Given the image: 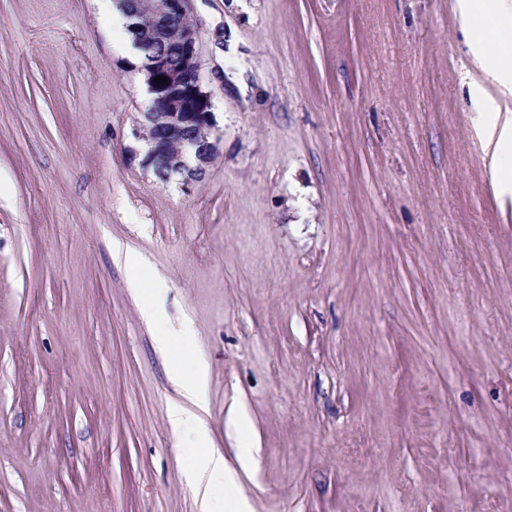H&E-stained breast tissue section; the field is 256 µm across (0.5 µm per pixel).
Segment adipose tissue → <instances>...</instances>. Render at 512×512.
Here are the masks:
<instances>
[{
	"label": "adipose tissue",
	"mask_w": 512,
	"mask_h": 512,
	"mask_svg": "<svg viewBox=\"0 0 512 512\" xmlns=\"http://www.w3.org/2000/svg\"><path fill=\"white\" fill-rule=\"evenodd\" d=\"M466 22L473 27V54L485 72L500 86L502 96L512 97V0H459ZM482 134L492 145L493 170L501 177L512 176V114L491 108ZM174 375L183 391L185 404L175 405L169 421L173 428L190 426L203 405L206 370L194 367Z\"/></svg>",
	"instance_id": "obj_1"
}]
</instances>
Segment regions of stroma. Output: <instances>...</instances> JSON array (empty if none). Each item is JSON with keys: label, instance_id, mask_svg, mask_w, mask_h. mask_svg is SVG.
<instances>
[{"label": "stroma", "instance_id": "1", "mask_svg": "<svg viewBox=\"0 0 512 512\" xmlns=\"http://www.w3.org/2000/svg\"><path fill=\"white\" fill-rule=\"evenodd\" d=\"M192 13L218 141L186 187L132 155L97 0H0V512H200L206 449L219 508L512 512V192L457 0ZM176 333L208 367L179 431ZM203 472L207 475L206 484L199 486L197 493L201 498L200 512H221L215 511L212 503L211 489L218 485L228 486L231 481V473L221 455L205 452L201 457Z\"/></svg>", "mask_w": 512, "mask_h": 512}]
</instances>
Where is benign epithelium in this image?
<instances>
[{"instance_id": "benign-epithelium-1", "label": "benign epithelium", "mask_w": 512, "mask_h": 512, "mask_svg": "<svg viewBox=\"0 0 512 512\" xmlns=\"http://www.w3.org/2000/svg\"><path fill=\"white\" fill-rule=\"evenodd\" d=\"M191 0H155L151 21L156 40L151 46L135 42L149 94L144 124L154 129V138L142 136L148 145L150 163L145 168H166L164 180L174 176L189 185L203 178L215 153L217 140L211 95L205 90L206 74L201 61L197 27L190 22ZM157 76L167 83L154 81ZM178 141L187 147L181 161L167 163L164 149Z\"/></svg>"}]
</instances>
